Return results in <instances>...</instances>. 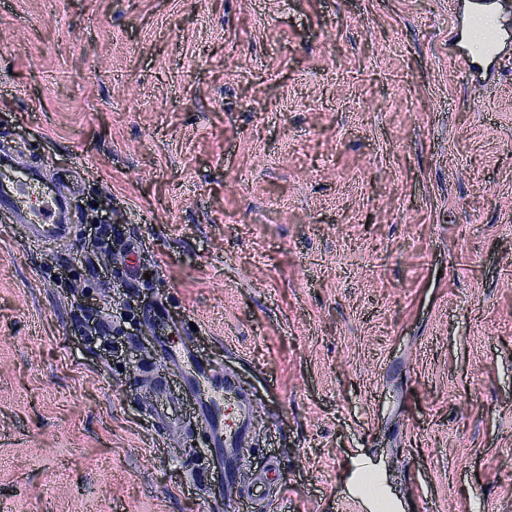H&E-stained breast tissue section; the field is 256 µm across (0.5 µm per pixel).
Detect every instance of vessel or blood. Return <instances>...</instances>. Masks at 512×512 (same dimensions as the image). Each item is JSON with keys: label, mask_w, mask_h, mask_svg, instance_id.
Segmentation results:
<instances>
[{"label": "vessel or blood", "mask_w": 512, "mask_h": 512, "mask_svg": "<svg viewBox=\"0 0 512 512\" xmlns=\"http://www.w3.org/2000/svg\"><path fill=\"white\" fill-rule=\"evenodd\" d=\"M466 19L455 27L452 39L458 46L456 60L464 72L475 70L477 56H495L499 53L492 0H470ZM36 186L27 175L0 185V215L11 223L22 225L29 236L45 242L69 238L73 226L68 218L67 198L56 194L42 202L39 209L28 204ZM151 329L158 336V345L164 364L181 371L182 394L168 392L165 378H158L153 389L152 410L166 434H177L184 423V400H196V414L211 435L214 453L224 462L223 481L233 483L239 470L236 448L247 439L252 425V401L249 394L230 375L224 376L221 389L208 385L214 378L211 365L201 362L191 346L163 335L161 316H154Z\"/></svg>", "instance_id": "1"}]
</instances>
